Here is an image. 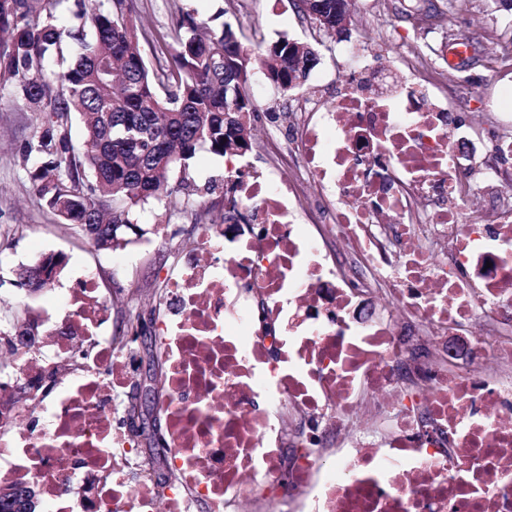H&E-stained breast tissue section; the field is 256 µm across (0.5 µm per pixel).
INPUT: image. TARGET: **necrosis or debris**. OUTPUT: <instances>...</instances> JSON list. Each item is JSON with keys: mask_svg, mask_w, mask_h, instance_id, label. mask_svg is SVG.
Instances as JSON below:
<instances>
[{"mask_svg": "<svg viewBox=\"0 0 512 512\" xmlns=\"http://www.w3.org/2000/svg\"><path fill=\"white\" fill-rule=\"evenodd\" d=\"M467 139L389 73L288 144L335 200L321 223H297L285 174L229 168L246 219L209 225V265L186 261L164 299V498L129 482L141 463L112 420L134 354L82 272L22 383L0 381V478L39 475L44 512H251L259 487L266 512H512V207L467 219L506 193ZM79 355L83 374L27 401L46 362ZM25 401L37 426L12 433Z\"/></svg>", "mask_w": 512, "mask_h": 512, "instance_id": "1", "label": "necrosis or debris"}]
</instances>
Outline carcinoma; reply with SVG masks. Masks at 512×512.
Returning a JSON list of instances; mask_svg holds the SVG:
<instances>
[{
	"label": "carcinoma",
	"mask_w": 512,
	"mask_h": 512,
	"mask_svg": "<svg viewBox=\"0 0 512 512\" xmlns=\"http://www.w3.org/2000/svg\"><path fill=\"white\" fill-rule=\"evenodd\" d=\"M61 2L0 0V82L34 113L22 152L38 158L31 179L40 199L74 233L100 229L96 243L111 249L135 210L167 197L170 175L199 150H251V66L289 94L292 40L261 44L253 56L231 24L204 36L208 22L186 12L174 24L171 65L155 70L136 47L129 0H87L69 26L58 24ZM297 2L306 17L318 5L336 17V0Z\"/></svg>",
	"instance_id": "carcinoma-1"
}]
</instances>
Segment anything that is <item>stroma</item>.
<instances>
[{
    "instance_id": "35a3bbf8",
    "label": "stroma",
    "mask_w": 512,
    "mask_h": 512,
    "mask_svg": "<svg viewBox=\"0 0 512 512\" xmlns=\"http://www.w3.org/2000/svg\"><path fill=\"white\" fill-rule=\"evenodd\" d=\"M415 0H351L346 42L325 39L320 63L304 86L282 97L260 69H253L248 91L258 109L254 141L242 162L266 169L288 167L277 155L279 144L294 135L295 114L307 101L327 103L346 92L352 74L370 75L385 66L397 78L412 82L419 71L430 72V90L471 127L478 143L475 168H499L512 183V163L487 146L497 133L495 113H512V13L495 10L489 0H435L446 11L442 22L422 19ZM191 11L201 18L222 14L243 44L280 35L311 42V27L294 0H133L132 20L139 30V49L149 64L167 61L172 53V23ZM467 42V56L444 62L448 47ZM35 130L34 114L9 85H0V319L15 321L58 304L78 270H93L100 297L109 304V336L122 335L129 309L141 312L150 327L165 315L158 293L179 269L201 237L204 225L221 223L227 158L200 150L187 170L175 171L168 189L172 198L190 200L186 216L154 202L136 211L134 220L145 231L136 242L117 250L96 248L74 234L42 206L19 150ZM53 253L65 264L52 285L28 292L16 270Z\"/></svg>"
}]
</instances>
